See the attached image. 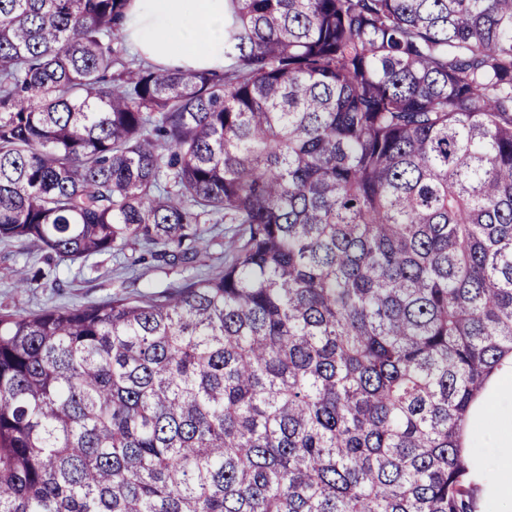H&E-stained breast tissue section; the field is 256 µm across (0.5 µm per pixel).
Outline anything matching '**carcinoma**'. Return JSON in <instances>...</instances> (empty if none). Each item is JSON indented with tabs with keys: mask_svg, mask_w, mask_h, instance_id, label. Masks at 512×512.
Returning a JSON list of instances; mask_svg holds the SVG:
<instances>
[{
	"mask_svg": "<svg viewBox=\"0 0 512 512\" xmlns=\"http://www.w3.org/2000/svg\"><path fill=\"white\" fill-rule=\"evenodd\" d=\"M129 0H0V240L224 269L0 313V512H474L512 357V0H225L224 72L117 67ZM475 512H512V358L490 378L467 419Z\"/></svg>",
	"mask_w": 512,
	"mask_h": 512,
	"instance_id": "obj_1",
	"label": "carcinoma"
}]
</instances>
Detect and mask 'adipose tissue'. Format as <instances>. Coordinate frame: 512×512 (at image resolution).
I'll use <instances>...</instances> for the list:
<instances>
[{
    "instance_id": "ef3b65f1",
    "label": "adipose tissue",
    "mask_w": 512,
    "mask_h": 512,
    "mask_svg": "<svg viewBox=\"0 0 512 512\" xmlns=\"http://www.w3.org/2000/svg\"><path fill=\"white\" fill-rule=\"evenodd\" d=\"M120 32L157 67L224 69V0H130ZM463 454L475 512H512V358L473 402Z\"/></svg>"
}]
</instances>
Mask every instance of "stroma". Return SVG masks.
<instances>
[{"mask_svg":"<svg viewBox=\"0 0 512 512\" xmlns=\"http://www.w3.org/2000/svg\"><path fill=\"white\" fill-rule=\"evenodd\" d=\"M235 230L232 224L216 225L193 259L173 266L156 260L136 262L132 250L96 254L69 264L48 259L31 243L0 241V311L26 315L55 306L102 303L117 292L133 297L162 292L183 279L223 267ZM24 265L43 269L44 278L32 286H19L13 271Z\"/></svg>","mask_w":512,"mask_h":512,"instance_id":"1","label":"stroma"}]
</instances>
